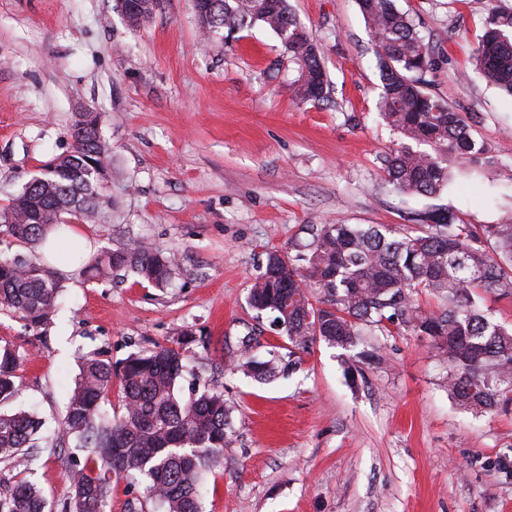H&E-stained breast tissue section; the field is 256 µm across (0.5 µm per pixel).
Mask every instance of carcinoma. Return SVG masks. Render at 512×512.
Instances as JSON below:
<instances>
[{
  "label": "carcinoma",
  "instance_id": "1",
  "mask_svg": "<svg viewBox=\"0 0 512 512\" xmlns=\"http://www.w3.org/2000/svg\"><path fill=\"white\" fill-rule=\"evenodd\" d=\"M156 0H134L125 21L137 28L155 15ZM195 11L210 41L230 38L261 25L279 39L288 56V91L301 102L327 99L329 81L316 39L290 11L288 0H202ZM375 46L381 82L378 112L403 138L384 160L386 179L400 196L434 197L448 186L456 161L467 173L494 163L491 150L476 141L462 113L429 93L425 75L435 66V47L420 36L412 18L394 0H358ZM484 79L512 97V8L493 7L473 57ZM80 112L74 149L43 164L0 217L6 240L46 242L64 214L90 220L107 197L99 169L110 168L109 148ZM295 252L266 253L264 270L249 288L258 315L273 316L291 346L305 350L323 341L349 350L378 329L425 337L448 362V394L471 410L512 406V331L495 323L480 302L512 295V221L464 224L451 210L427 211L417 227L398 232L384 225L318 224ZM178 258L144 245L105 250L85 265L92 279L129 271L141 282L163 286ZM61 278L51 268L0 252V309L38 330L55 312ZM427 293L437 308L420 306ZM233 369L263 383L292 366L267 351L261 358L241 347ZM18 357L0 346V402L12 398ZM186 372L184 354L157 345L120 364L82 359L55 448H74L84 460L68 470L73 512H111L112 480L144 485L129 512H202L205 476L224 465V447L234 441L232 408L224 391L210 389L185 401L177 394ZM119 379L123 414L112 420L101 404ZM34 414L0 413V461L21 473L37 459ZM41 490L21 478L0 486V512H46Z\"/></svg>",
  "mask_w": 512,
  "mask_h": 512
}]
</instances>
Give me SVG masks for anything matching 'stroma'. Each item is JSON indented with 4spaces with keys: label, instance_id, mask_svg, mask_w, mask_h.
<instances>
[{
    "label": "stroma",
    "instance_id": "obj_1",
    "mask_svg": "<svg viewBox=\"0 0 512 512\" xmlns=\"http://www.w3.org/2000/svg\"><path fill=\"white\" fill-rule=\"evenodd\" d=\"M492 0H397L435 47L429 90L474 136L506 147L483 176L455 171L439 197L400 199L383 159L401 137L380 118L374 48L357 0H289L314 34L330 81L321 103L294 101L277 36L256 26L200 48L193 0H166L130 29L117 0H0V213L43 162L68 153L74 115L96 112L112 151L98 221H64L91 254L134 241L180 263L162 288L134 275L94 281L61 271L47 326L0 311V345L19 358L0 411L58 418L78 359L118 363L182 332L178 393L219 388L235 441L206 477L203 512H512V409L477 412L448 395L428 343L380 337L385 361L348 374V351H296L289 376L231 372L228 351L253 332L284 340L247 303L270 249L290 251L313 224L412 229L414 212L451 209L466 224L512 209V97L472 66ZM67 454L41 449L28 478L50 512H68Z\"/></svg>",
    "mask_w": 512,
    "mask_h": 512
}]
</instances>
